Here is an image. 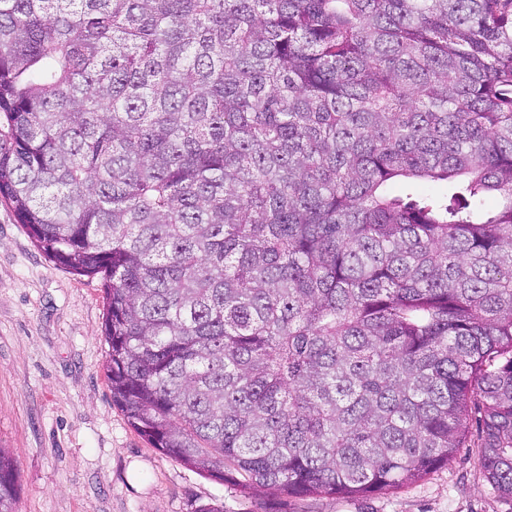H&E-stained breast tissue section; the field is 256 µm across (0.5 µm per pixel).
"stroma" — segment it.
I'll list each match as a JSON object with an SVG mask.
<instances>
[{"label":"stroma","instance_id":"1","mask_svg":"<svg viewBox=\"0 0 512 512\" xmlns=\"http://www.w3.org/2000/svg\"><path fill=\"white\" fill-rule=\"evenodd\" d=\"M100 277L48 258L0 201V449L17 512H512L477 463L470 419L448 465L394 491L303 499L220 482L153 448L112 402Z\"/></svg>","mask_w":512,"mask_h":512}]
</instances>
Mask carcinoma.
<instances>
[{
    "mask_svg": "<svg viewBox=\"0 0 512 512\" xmlns=\"http://www.w3.org/2000/svg\"><path fill=\"white\" fill-rule=\"evenodd\" d=\"M0 198L184 465L512 499V0H0Z\"/></svg>",
    "mask_w": 512,
    "mask_h": 512,
    "instance_id": "obj_1",
    "label": "carcinoma"
}]
</instances>
